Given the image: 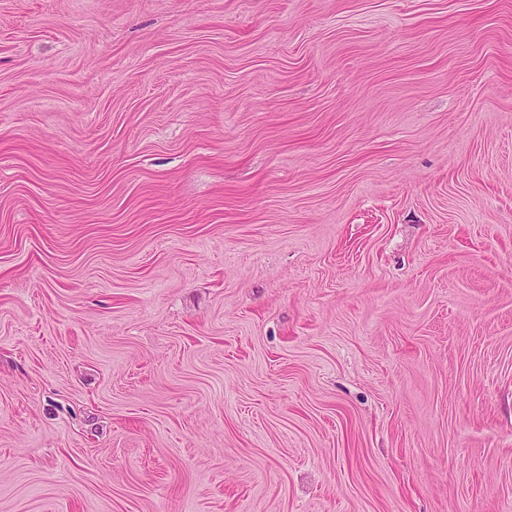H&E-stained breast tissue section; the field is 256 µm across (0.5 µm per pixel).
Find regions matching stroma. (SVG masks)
Segmentation results:
<instances>
[{"label":"stroma","mask_w":512,"mask_h":512,"mask_svg":"<svg viewBox=\"0 0 512 512\" xmlns=\"http://www.w3.org/2000/svg\"><path fill=\"white\" fill-rule=\"evenodd\" d=\"M0 512H512V0H0Z\"/></svg>","instance_id":"35a3bbf8"}]
</instances>
